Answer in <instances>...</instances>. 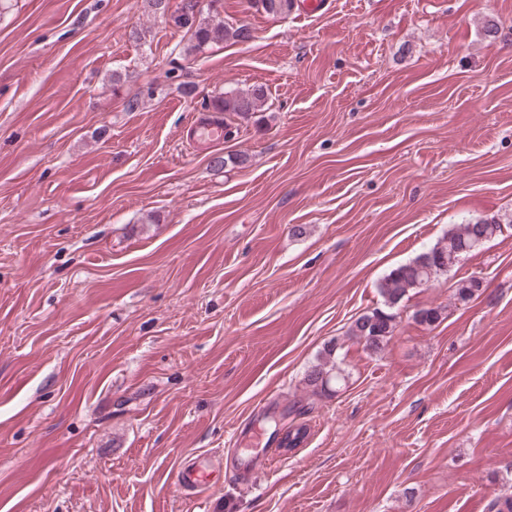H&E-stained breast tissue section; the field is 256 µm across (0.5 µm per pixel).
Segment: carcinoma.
I'll return each mask as SVG.
<instances>
[{
  "label": "carcinoma",
  "instance_id": "carcinoma-1",
  "mask_svg": "<svg viewBox=\"0 0 512 512\" xmlns=\"http://www.w3.org/2000/svg\"><path fill=\"white\" fill-rule=\"evenodd\" d=\"M199 0H180L172 17L175 25L188 29L197 45L219 41H239L247 37L244 27H234L222 22L202 17L198 7ZM253 5L272 17L285 18L295 8V0H253ZM266 101L261 86L246 91L226 93L209 101V112L224 113V124L232 126L235 119H245L260 111ZM500 225L484 221L454 224L433 247L414 259L393 269L378 284L384 307L375 308L359 316L350 326L348 336L363 344L364 348L379 353L388 344L397 327L399 304L411 290L427 288L447 273L452 264L462 256L478 250L486 241L494 237ZM482 280L477 277L461 278L455 282L454 297L467 302L481 291ZM341 370L333 366L326 368L322 364L313 366L306 375V384L313 393L328 388L331 379L340 378Z\"/></svg>",
  "mask_w": 512,
  "mask_h": 512
}]
</instances>
